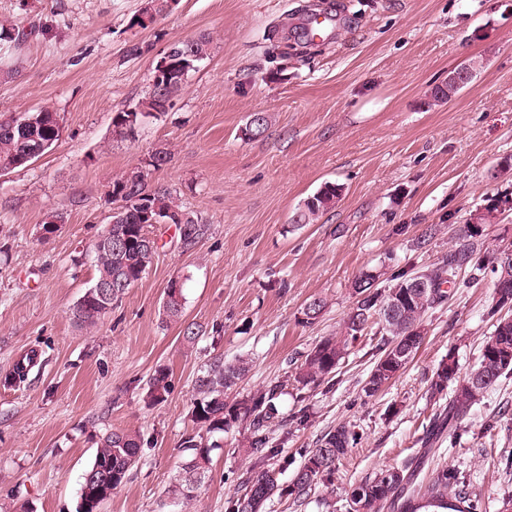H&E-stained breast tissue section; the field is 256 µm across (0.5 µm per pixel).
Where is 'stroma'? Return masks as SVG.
<instances>
[{
    "label": "stroma",
    "mask_w": 512,
    "mask_h": 512,
    "mask_svg": "<svg viewBox=\"0 0 512 512\" xmlns=\"http://www.w3.org/2000/svg\"><path fill=\"white\" fill-rule=\"evenodd\" d=\"M147 5L0 0V22L25 32L0 51V119L46 107L63 126L44 156L0 174V378L38 356L26 382H0V512H77L98 442L115 430L139 432L140 459L100 512H182L168 490L190 456L182 441L199 430L194 382L211 357L252 360L231 395L245 398L283 381L336 329L361 273L389 288L397 271L437 262L479 216L489 245L512 248V0H175L147 28L132 26ZM330 6L322 39L298 45L299 24ZM202 35L210 54L171 108L143 118L134 139L116 138L113 115L144 98L157 54ZM473 59L468 86L430 104L431 88ZM257 112L268 128L254 138L245 127ZM158 147L171 161L157 170L145 161ZM135 167L208 230L187 250L178 225L151 226V267L97 327L77 326L71 312L97 276L92 247L111 219L108 190ZM327 183L341 189L335 205L296 223ZM52 213L65 222L45 239ZM174 278L178 322L164 309ZM319 297L323 314L304 323ZM492 301L485 280L430 310L415 358L374 396L362 391L378 354L371 332L329 381L285 388L277 405L288 424L267 463L281 485L328 428L349 424L360 440L304 502L277 496L265 512H345L351 486L418 455L417 485L455 468L483 512H504L512 375L456 437L421 443L433 374L450 354L460 373L476 363ZM161 368L171 389L152 405L148 381ZM247 435L236 424L211 436L195 512H231L252 464Z\"/></svg>",
    "instance_id": "obj_1"
}]
</instances>
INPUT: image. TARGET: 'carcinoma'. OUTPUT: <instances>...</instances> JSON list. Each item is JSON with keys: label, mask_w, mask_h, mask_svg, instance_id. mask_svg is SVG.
Instances as JSON below:
<instances>
[{"label": "carcinoma", "mask_w": 512, "mask_h": 512, "mask_svg": "<svg viewBox=\"0 0 512 512\" xmlns=\"http://www.w3.org/2000/svg\"><path fill=\"white\" fill-rule=\"evenodd\" d=\"M176 47L185 53L205 57L208 55L209 39H188L176 43ZM182 87V79L174 78L148 93L137 109L152 115L162 108L160 100L172 101ZM8 126L10 120H0V164L23 161L27 149L33 144L29 136L22 138L18 134L5 132L4 128ZM340 192L338 185L325 184L308 198L297 222L307 224L332 208ZM205 232V225L187 220L181 227L183 247H193ZM504 252V248L485 245L484 236L476 237L465 231L458 236L447 254L424 270L433 287L418 294L395 315L387 316L371 296L356 300L353 311L347 314L336 333L322 337L295 367L292 377L297 388L316 386L328 379L348 357L351 345L373 323L378 325L381 334L380 357L366 379L363 392L372 396L382 390L413 360L423 344L424 336H418L413 350L402 363L390 360V348L412 328L423 326L428 311L448 300L449 289L474 286L477 278L462 279L461 273L487 271L491 275L490 282H495L501 273L498 256ZM94 254L98 271L94 286L86 290L72 311L73 319L79 325L94 326L105 318L153 263L156 245L145 243L144 227L132 220L126 224L106 225L94 244ZM501 312L502 306L498 303L492 304L487 310V317L493 321V331L487 341H495L512 352V321L507 320ZM450 361H455L451 353L439 363L430 383V397L435 401L446 397L448 403L434 416L425 437L427 443L441 438L445 431L456 427L469 414L472 406L493 389L502 375L512 374V361H495L485 345L481 348L476 365L463 377L458 375V366L448 367ZM251 367L248 358L239 357L226 362L224 356L216 355L196 378L197 398L193 402L192 417L204 432L189 436L182 442V447L191 450V456L182 465L169 489L174 497L186 503L194 500L195 489L205 478L210 463L211 445L206 435L223 432L239 421L249 424L247 452L253 457L254 464L246 472L242 481L244 493L234 501L232 512H261L263 505L277 494L301 499L321 477L333 475L341 459L357 444L359 434L347 424L342 423L327 430L317 440L315 448L304 454L292 484L286 489L280 487L275 472L264 467V462L275 448L270 432L278 414L275 400L283 392V385L279 383L258 390L233 404L224 401V393L243 380ZM450 386L453 387V394L449 397ZM168 388V373L163 369L156 371L148 384L151 401L164 400ZM140 450L141 438L135 432L120 430L106 434L84 474L78 512H99L100 506L112 497V491L124 483L138 461ZM423 464L422 458L418 457L412 467L404 470L383 469L361 481L346 496V512H481L479 502L471 498L465 485L446 467L433 470L424 491H417L414 479Z\"/></svg>", "instance_id": "1"}]
</instances>
